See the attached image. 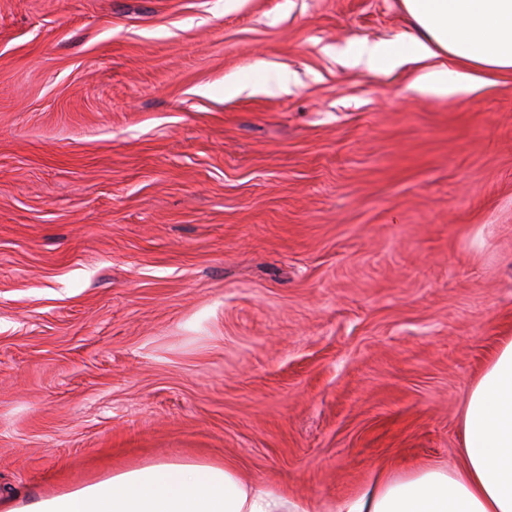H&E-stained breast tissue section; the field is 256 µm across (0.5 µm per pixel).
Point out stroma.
<instances>
[{
  "instance_id": "obj_1",
  "label": "stroma",
  "mask_w": 512,
  "mask_h": 512,
  "mask_svg": "<svg viewBox=\"0 0 512 512\" xmlns=\"http://www.w3.org/2000/svg\"><path fill=\"white\" fill-rule=\"evenodd\" d=\"M414 32L402 0H0L1 498L200 460L337 512L455 464L512 336V72L339 62Z\"/></svg>"
}]
</instances>
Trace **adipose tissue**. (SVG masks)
<instances>
[{"label":"adipose tissue","mask_w":512,"mask_h":512,"mask_svg":"<svg viewBox=\"0 0 512 512\" xmlns=\"http://www.w3.org/2000/svg\"><path fill=\"white\" fill-rule=\"evenodd\" d=\"M420 34L363 43L342 62L372 73L427 63L414 82L438 95L464 92L479 74L512 71V0H403ZM448 56L456 70L432 66ZM462 446L453 467L430 464L405 475L380 469L337 512H512V337L473 379L459 416ZM7 512H310L245 481L231 464L162 461L37 497L14 498Z\"/></svg>","instance_id":"ef3b65f1"}]
</instances>
